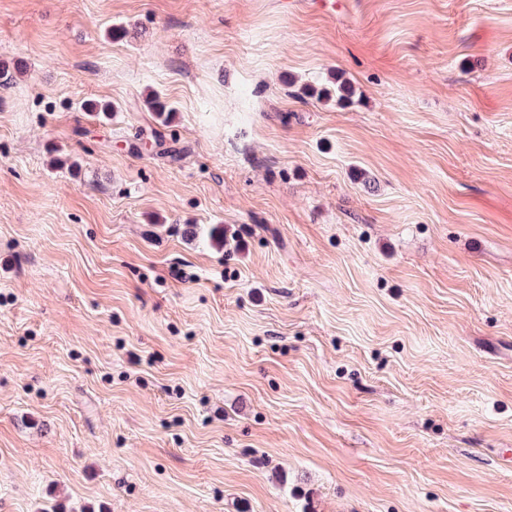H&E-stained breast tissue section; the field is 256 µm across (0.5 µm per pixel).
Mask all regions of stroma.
Listing matches in <instances>:
<instances>
[{"instance_id":"obj_1","label":"stroma","mask_w":512,"mask_h":512,"mask_svg":"<svg viewBox=\"0 0 512 512\" xmlns=\"http://www.w3.org/2000/svg\"><path fill=\"white\" fill-rule=\"evenodd\" d=\"M0 67V512H512V0H0Z\"/></svg>"}]
</instances>
